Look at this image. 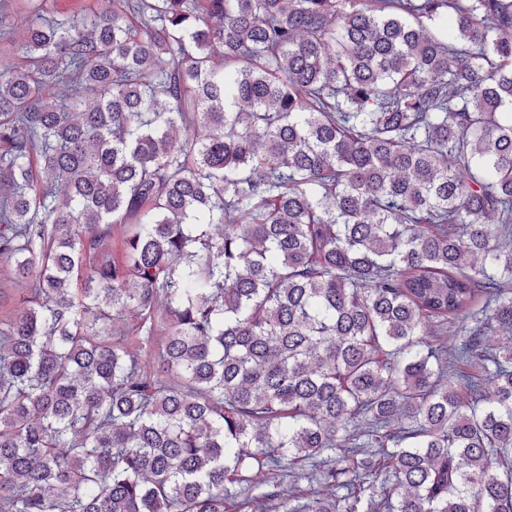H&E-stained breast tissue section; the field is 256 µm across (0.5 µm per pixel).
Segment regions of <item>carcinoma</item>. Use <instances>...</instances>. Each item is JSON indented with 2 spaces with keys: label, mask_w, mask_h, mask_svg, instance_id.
Segmentation results:
<instances>
[{
  "label": "carcinoma",
  "mask_w": 512,
  "mask_h": 512,
  "mask_svg": "<svg viewBox=\"0 0 512 512\" xmlns=\"http://www.w3.org/2000/svg\"><path fill=\"white\" fill-rule=\"evenodd\" d=\"M17 12L0 512H512V0ZM5 268L0 263V322L14 317L19 308L18 300L23 288L21 283H4Z\"/></svg>",
  "instance_id": "carcinoma-1"
}]
</instances>
